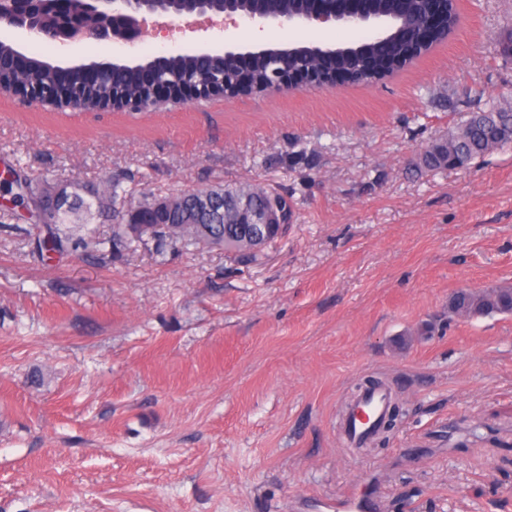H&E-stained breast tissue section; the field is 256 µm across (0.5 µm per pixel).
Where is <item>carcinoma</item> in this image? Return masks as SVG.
Here are the masks:
<instances>
[{
  "label": "carcinoma",
  "instance_id": "1",
  "mask_svg": "<svg viewBox=\"0 0 512 512\" xmlns=\"http://www.w3.org/2000/svg\"><path fill=\"white\" fill-rule=\"evenodd\" d=\"M243 13H293L315 8L316 0H237ZM344 11L370 8L388 21L386 35L400 33L403 20L393 15L397 0H337ZM380 48L379 36H371L355 42L349 49L371 57ZM343 47H301L299 59L310 60L328 74L340 64ZM268 52L257 51L252 58V80L262 87L267 76ZM195 55L179 54L167 60L165 69L178 76L191 78L195 85H207L208 77L196 73ZM54 66L33 54L26 57V69L22 78L0 72V85L9 87L17 81L34 87L51 89V103L59 104L69 97L72 87L56 82L52 73ZM110 75H98L82 88L85 109H95L109 87ZM122 97L129 101L146 104L152 101V89L142 84L138 77V66H127L126 79L120 86ZM512 105L492 102L487 108L469 112L460 118L448 137L433 141L434 149L421 153L413 162L414 171L420 174L442 170L467 168L475 161L494 150L512 144ZM15 199L23 205L33 207L39 213L44 235L37 237L36 248L43 251H62L69 246L96 252L101 258L110 255L119 257L138 250L143 242L126 234L120 225H112V237L97 239L84 228L95 217H101L125 207L128 202L119 194V185L105 180L99 185L77 189L62 200H49L40 207L37 200L47 194V189L32 184L20 175L12 182ZM171 203L158 209L139 207L129 211L133 224H149L154 228L155 239L163 244L183 247L206 244L204 231L224 242V252L239 264L255 260L251 232L257 224H269L265 249L274 247L288 234V225L281 219L292 217V194L288 191L256 181L234 182L193 188L169 194ZM494 315H512V287L491 286L483 290H461L451 295L448 301V318L478 319Z\"/></svg>",
  "mask_w": 512,
  "mask_h": 512
}]
</instances>
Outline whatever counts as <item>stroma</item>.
Segmentation results:
<instances>
[{"label": "stroma", "mask_w": 512, "mask_h": 512, "mask_svg": "<svg viewBox=\"0 0 512 512\" xmlns=\"http://www.w3.org/2000/svg\"><path fill=\"white\" fill-rule=\"evenodd\" d=\"M448 40L383 80L79 112L0 93V171L120 182L140 200L230 181L297 201L257 262L149 243L100 263L33 254L0 221V512H307L363 484L379 512H512V316L449 319L460 289L512 284V147L412 176L478 100L512 101L498 36L512 0H459ZM362 30L272 28L264 47ZM62 67L223 51L64 47L0 28ZM409 333V344L395 340ZM385 376L405 414L386 447L346 448L356 384Z\"/></svg>", "instance_id": "obj_1"}]
</instances>
